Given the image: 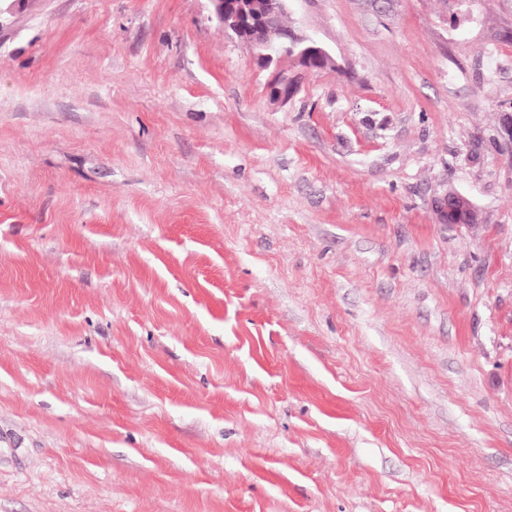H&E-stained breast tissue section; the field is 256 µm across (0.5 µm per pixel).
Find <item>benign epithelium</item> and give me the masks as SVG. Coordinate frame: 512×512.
<instances>
[{
  "mask_svg": "<svg viewBox=\"0 0 512 512\" xmlns=\"http://www.w3.org/2000/svg\"><path fill=\"white\" fill-rule=\"evenodd\" d=\"M211 2L215 17L224 30L232 32L264 65L292 60L301 68L297 74L280 68L273 72L269 82L270 96L281 104L286 105L296 97L302 77L318 73L321 64H334L330 51L320 40L281 26V18L289 14L291 0ZM437 210L450 224L456 223V218L461 216L463 224L472 227L479 217L473 201L455 190L448 191L437 201Z\"/></svg>",
  "mask_w": 512,
  "mask_h": 512,
  "instance_id": "benign-epithelium-1",
  "label": "benign epithelium"
}]
</instances>
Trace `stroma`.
<instances>
[{"label":"stroma","mask_w":512,"mask_h":512,"mask_svg":"<svg viewBox=\"0 0 512 512\" xmlns=\"http://www.w3.org/2000/svg\"><path fill=\"white\" fill-rule=\"evenodd\" d=\"M289 25L283 105L211 0L0 22V512H512V0ZM436 207L443 220L448 219V224H465L469 227L477 225L479 212L476 205L469 197L455 190H448V193L437 201ZM459 216H462L464 221H456Z\"/></svg>","instance_id":"obj_1"}]
</instances>
